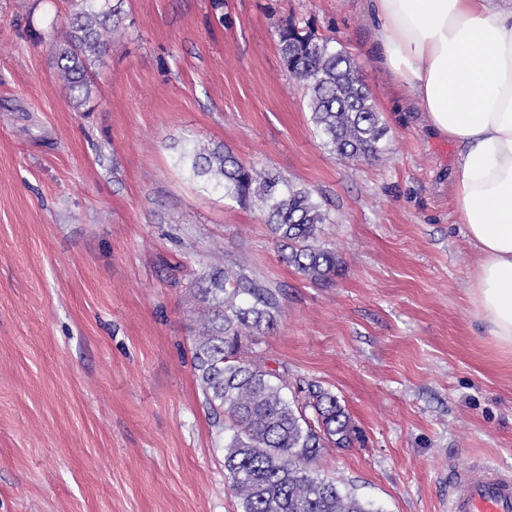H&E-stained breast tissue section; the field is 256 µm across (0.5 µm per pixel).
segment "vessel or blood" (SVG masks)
<instances>
[{
	"instance_id": "obj_1",
	"label": "vessel or blood",
	"mask_w": 512,
	"mask_h": 512,
	"mask_svg": "<svg viewBox=\"0 0 512 512\" xmlns=\"http://www.w3.org/2000/svg\"><path fill=\"white\" fill-rule=\"evenodd\" d=\"M449 512H512V473L477 466L448 482Z\"/></svg>"
}]
</instances>
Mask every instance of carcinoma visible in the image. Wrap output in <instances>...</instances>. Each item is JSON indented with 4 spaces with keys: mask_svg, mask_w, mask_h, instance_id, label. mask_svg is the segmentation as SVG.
I'll return each instance as SVG.
<instances>
[{
    "mask_svg": "<svg viewBox=\"0 0 512 512\" xmlns=\"http://www.w3.org/2000/svg\"><path fill=\"white\" fill-rule=\"evenodd\" d=\"M121 3L70 0L69 17L54 29L62 38L56 46L58 76L76 109L91 102L93 59L104 51L107 35L120 30ZM278 39L289 76L310 91L312 119L326 145L344 161L376 159L385 128L354 60L293 23L281 26ZM181 159L192 177L262 212L286 248L283 262L316 282L337 274L338 255L309 244L318 225L328 222L313 191L216 147L195 145ZM202 292L211 317L197 339L194 369L206 403L233 424L224 444V471L240 512H370L314 469L327 445L347 447L356 439L351 416L336 395L324 390L313 395L312 422L307 404L283 397L279 374L236 358L242 339L274 325L278 293L229 268L214 269Z\"/></svg>",
    "mask_w": 512,
    "mask_h": 512,
    "instance_id": "obj_1",
    "label": "carcinoma"
}]
</instances>
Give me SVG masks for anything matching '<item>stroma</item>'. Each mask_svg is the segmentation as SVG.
Wrapping results in <instances>:
<instances>
[{
	"mask_svg": "<svg viewBox=\"0 0 512 512\" xmlns=\"http://www.w3.org/2000/svg\"><path fill=\"white\" fill-rule=\"evenodd\" d=\"M90 110L56 77L69 0H0V512H238L228 418L194 376L215 265L279 293L241 358L335 394L360 431L318 473L371 512H448L452 472L512 470V351L475 315L455 221L458 148L378 66L361 0H122ZM312 27L359 64L386 126L341 161L277 30ZM201 140L313 190L314 246L340 275L280 259L262 213L200 188Z\"/></svg>",
	"mask_w": 512,
	"mask_h": 512,
	"instance_id": "1",
	"label": "stroma"
}]
</instances>
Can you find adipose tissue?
<instances>
[{
  "label": "adipose tissue",
  "instance_id": "1",
  "mask_svg": "<svg viewBox=\"0 0 512 512\" xmlns=\"http://www.w3.org/2000/svg\"><path fill=\"white\" fill-rule=\"evenodd\" d=\"M378 64L457 145L453 207L478 260L473 305L512 348V0H362Z\"/></svg>",
  "mask_w": 512,
  "mask_h": 512
}]
</instances>
